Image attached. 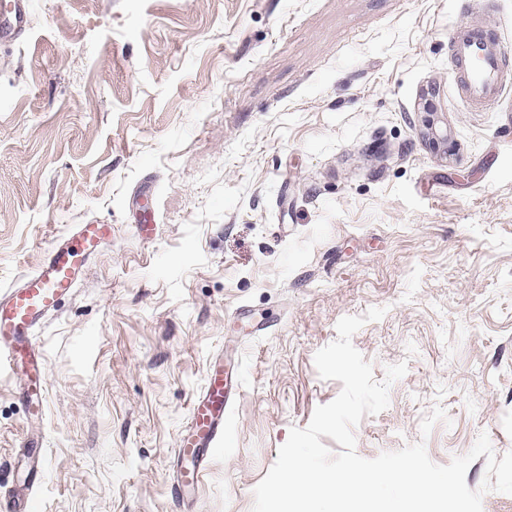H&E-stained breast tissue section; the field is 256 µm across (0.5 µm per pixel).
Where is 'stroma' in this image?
<instances>
[{"mask_svg": "<svg viewBox=\"0 0 512 512\" xmlns=\"http://www.w3.org/2000/svg\"><path fill=\"white\" fill-rule=\"evenodd\" d=\"M456 26L512 50V0H33L0 43V289L73 225L113 235L35 333L43 416L0 374V490L36 436V512H252L291 427L342 388L316 351L372 307L353 345L375 380L408 371L356 453L421 441L445 465L483 432L512 451V78L472 111ZM215 359L240 396L186 507L175 450Z\"/></svg>", "mask_w": 512, "mask_h": 512, "instance_id": "35a3bbf8", "label": "stroma"}]
</instances>
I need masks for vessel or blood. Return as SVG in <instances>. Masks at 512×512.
Listing matches in <instances>:
<instances>
[{
	"instance_id": "obj_1",
	"label": "vessel or blood",
	"mask_w": 512,
	"mask_h": 512,
	"mask_svg": "<svg viewBox=\"0 0 512 512\" xmlns=\"http://www.w3.org/2000/svg\"><path fill=\"white\" fill-rule=\"evenodd\" d=\"M32 0H0V42L18 36L25 27ZM450 48L459 73L462 99L470 107L498 106L506 87V49L490 30L456 28ZM108 224H77L58 236L37 267L13 288L0 291V370L22 371L29 413L42 415L46 377L34 333L78 285L91 259L111 240ZM239 394L237 383L223 372L208 374L191 403L184 435L176 450L179 491L202 486L209 453L224 441L229 417Z\"/></svg>"
}]
</instances>
